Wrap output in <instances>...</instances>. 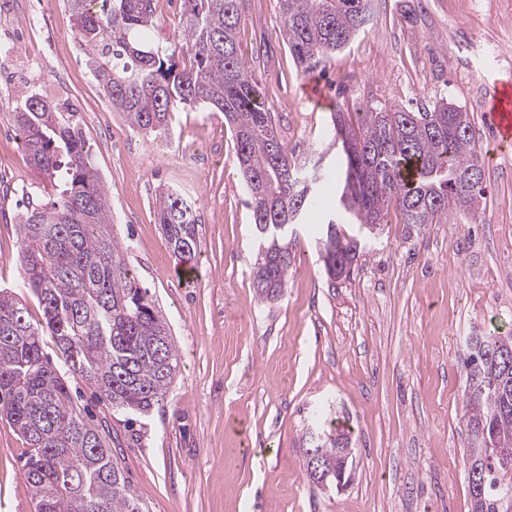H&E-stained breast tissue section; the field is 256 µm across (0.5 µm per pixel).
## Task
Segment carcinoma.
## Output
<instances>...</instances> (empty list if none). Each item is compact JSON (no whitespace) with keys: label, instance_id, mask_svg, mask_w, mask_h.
<instances>
[{"label":"carcinoma","instance_id":"obj_1","mask_svg":"<svg viewBox=\"0 0 512 512\" xmlns=\"http://www.w3.org/2000/svg\"><path fill=\"white\" fill-rule=\"evenodd\" d=\"M92 75L112 110L136 130L162 135L173 114L202 108L224 114L259 239L253 288L279 298L295 257L288 228L318 204V187L335 175L323 156L288 158L275 114L238 53L241 0H182L178 38L151 36L156 0H64ZM288 47L312 70L345 48L373 18V0H278ZM13 121L33 166L57 187V199L28 203L19 220L18 260L24 287L42 306L31 321L21 300L0 290V417L28 445L23 476L35 512H141L99 427L71 406L69 387L44 357L46 336L74 374L112 409L146 415L164 400L178 368L171 329L128 265V247L112 233L107 191L89 161L77 113L36 94L18 100ZM341 140L340 208L324 215L320 255L329 279L350 275L360 241L339 225L353 219L368 232L390 208L423 227L448 210L471 213L484 195V167L468 113L444 101L425 112L403 109L334 115ZM157 220L186 265L198 254L195 211L174 193L160 195ZM465 462L471 512H506L512 475L493 449L512 444V335L465 338ZM314 423L301 436L309 481L335 488L341 445L351 442L347 417Z\"/></svg>","mask_w":512,"mask_h":512}]
</instances>
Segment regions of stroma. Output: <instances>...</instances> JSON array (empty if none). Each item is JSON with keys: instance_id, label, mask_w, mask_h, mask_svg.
<instances>
[{"instance_id": "stroma-1", "label": "stroma", "mask_w": 512, "mask_h": 512, "mask_svg": "<svg viewBox=\"0 0 512 512\" xmlns=\"http://www.w3.org/2000/svg\"><path fill=\"white\" fill-rule=\"evenodd\" d=\"M10 10L19 53L30 48V18L49 36L38 45L40 81L0 57V288L40 319L17 260L16 199L56 191L12 119L17 100L33 93L77 112L114 234L178 350L165 400L131 416L45 346L76 410L109 430L142 512H470L460 356L472 331H512V150L486 163L475 215L452 209L411 229L390 212L362 240L346 279L327 277L311 214L288 235L296 260L283 296L264 301L252 285L255 227L223 114L176 112L157 138L131 129L90 73L62 0H12ZM243 16L239 54L297 161L321 153L336 165V110L414 112L442 100L468 112L489 152L494 133L474 100L512 81V0H374L371 25L317 71L321 106L303 96L308 75L289 52L277 0H244ZM164 187L198 202L199 254L186 269L156 219ZM318 407L353 428L357 466L340 493L306 476L299 438ZM26 449L0 420V512H35Z\"/></svg>"}]
</instances>
